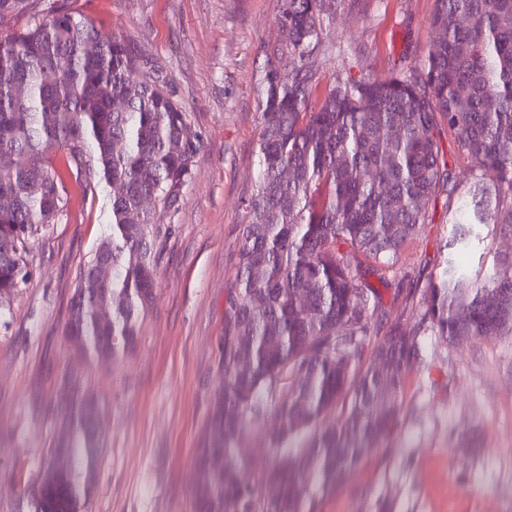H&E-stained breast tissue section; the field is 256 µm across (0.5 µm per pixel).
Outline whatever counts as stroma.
<instances>
[{
  "label": "stroma",
  "mask_w": 512,
  "mask_h": 512,
  "mask_svg": "<svg viewBox=\"0 0 512 512\" xmlns=\"http://www.w3.org/2000/svg\"><path fill=\"white\" fill-rule=\"evenodd\" d=\"M62 8L125 40L162 71L201 139L179 210L160 215L158 285L134 349L101 364L64 337L80 266L110 232L109 189L66 174L68 202L27 256L29 277L0 312V512H24L26 491L77 376L102 402L107 448L88 512H196L194 456L221 380L224 303L237 268L246 204L258 180L259 82L278 53L280 0H28L0 35ZM435 0H331L310 60L315 98L340 78H384L420 66L433 41ZM386 271L387 323L413 335L420 356L405 377L395 427L316 512H512V335L457 346L419 323L429 285L448 265L473 278L512 254V231L474 224L457 242L447 195Z\"/></svg>",
  "instance_id": "1"
}]
</instances>
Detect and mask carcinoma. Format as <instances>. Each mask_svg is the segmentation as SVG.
<instances>
[{
    "label": "carcinoma",
    "instance_id": "obj_1",
    "mask_svg": "<svg viewBox=\"0 0 512 512\" xmlns=\"http://www.w3.org/2000/svg\"><path fill=\"white\" fill-rule=\"evenodd\" d=\"M323 8L282 0L293 66L259 83V178L225 298L223 379L195 457L198 512H313L317 498L341 490L389 437L418 354L394 326L363 363L382 316L368 277L385 280L441 193L464 198L460 228H512V0H437L420 69L340 79L316 103L307 60L321 44ZM464 14L471 25L458 22ZM142 65L127 43L68 11L0 36V153L16 156L0 167V307L28 277L31 240L67 203L55 158L63 150L87 182L106 183L111 202V233L80 266L65 324L89 360L115 361L135 345L157 284V216L181 206L201 147L166 76L144 82ZM46 69L57 75L50 85ZM445 127L476 170L462 191L444 169ZM99 299L111 308L105 325ZM421 323L457 345L512 335V256L475 281L448 262ZM65 387L71 400L27 492L30 512H85L95 491L105 447L89 419L97 397L76 376ZM339 406L342 421L324 423ZM269 411L274 462L252 483L241 436L247 418ZM212 454L221 467L208 465Z\"/></svg>",
    "mask_w": 512,
    "mask_h": 512
}]
</instances>
